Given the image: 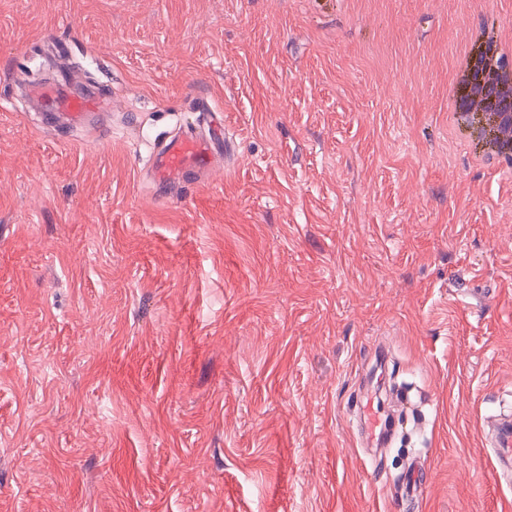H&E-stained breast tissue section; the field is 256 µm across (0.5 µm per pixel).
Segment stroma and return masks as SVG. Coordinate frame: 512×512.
I'll list each match as a JSON object with an SVG mask.
<instances>
[{"mask_svg": "<svg viewBox=\"0 0 512 512\" xmlns=\"http://www.w3.org/2000/svg\"><path fill=\"white\" fill-rule=\"evenodd\" d=\"M485 25L512 0H0V512H512V177L448 118ZM65 73L113 91L96 144L24 99ZM200 95L222 170L156 197ZM363 427L366 440L371 446L385 448L388 445L389 436L395 427V420L379 409L378 404L374 407V398L368 390L360 401Z\"/></svg>", "mask_w": 512, "mask_h": 512, "instance_id": "stroma-1", "label": "stroma"}]
</instances>
